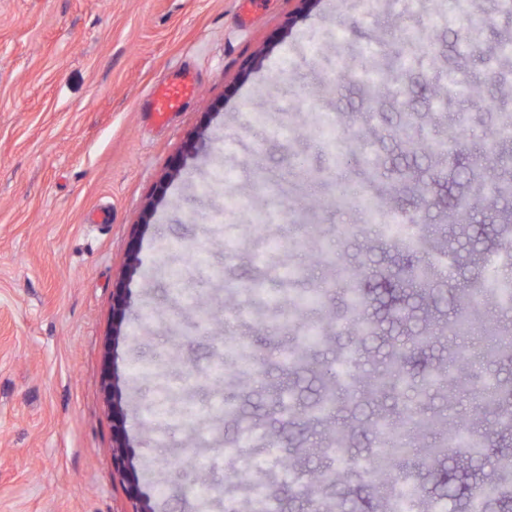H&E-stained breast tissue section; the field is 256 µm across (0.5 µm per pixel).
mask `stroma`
Wrapping results in <instances>:
<instances>
[{"label":"stroma","instance_id":"1","mask_svg":"<svg viewBox=\"0 0 512 512\" xmlns=\"http://www.w3.org/2000/svg\"><path fill=\"white\" fill-rule=\"evenodd\" d=\"M263 0L243 18L239 0H0V512H133L112 462L110 375H117L124 430L142 492L156 512H197L201 488L243 495L246 464L277 440L281 457L303 476L335 468L326 454L336 429L350 425L351 460L375 444L367 421L398 419L401 407L451 413L460 431L490 440L483 456L452 454L425 466L428 440L408 437L412 454L385 474L386 483L415 479L423 495L467 512L468 494L490 470L496 452L512 450V427L493 408L449 404L445 385L422 390L428 371L454 366L478 347L486 322L512 330V309L486 299L473 318L474 337L449 335L456 314L451 293L407 287L404 274L422 259L391 238L384 225L365 223L362 195L383 199L421 224L450 253L452 280L480 276L481 260L497 250L498 225L512 224V195L491 184L512 179L494 157L512 155L498 139L502 110L512 111V56L501 75L484 61L512 42V11L496 0ZM420 36L427 52L409 49ZM476 37L474 52L458 46ZM375 52L401 99L352 83L349 59ZM190 70L198 92L165 122L152 115L153 85ZM480 85V100L453 99L436 110L448 75ZM336 117L334 129L292 133L307 115ZM454 156L410 151V137L444 140L457 118ZM362 135L381 163L380 177L363 174L361 158L333 162L338 142ZM483 153L485 170L470 159ZM276 182L287 219L273 238L250 221H215L241 198L262 209L257 177ZM351 201L326 205L334 192ZM472 199L466 223L455 202ZM155 210L140 237L142 264L123 283L133 224L147 201ZM334 247L342 264L366 274L365 305L354 310L342 292L319 294L333 279L319 262ZM273 283L284 267L298 269L295 292L306 296L305 320L321 336L301 369L282 355L298 342L288 328L224 313V285L200 269ZM128 286L122 334L111 338L112 295ZM209 319L197 327V315ZM368 320L377 334L356 333ZM430 331L432 341L409 352L406 391L360 404L341 400L316 419L309 407L324 392L337 356L352 351L361 390L382 369L390 342ZM251 343L238 363L233 339ZM233 365L221 382L211 362ZM232 413L191 417L214 390ZM254 429V445L240 434ZM237 447L235 466L188 464ZM373 478L355 471L331 487L353 512H379Z\"/></svg>","mask_w":512,"mask_h":512}]
</instances>
